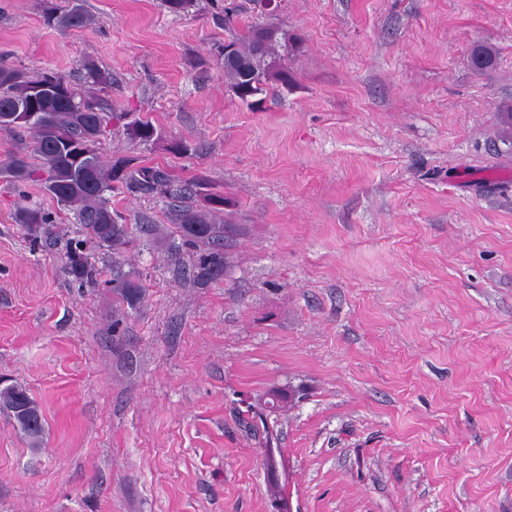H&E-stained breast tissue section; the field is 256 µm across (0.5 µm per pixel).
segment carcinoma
<instances>
[{
	"instance_id": "carcinoma-1",
	"label": "carcinoma",
	"mask_w": 512,
	"mask_h": 512,
	"mask_svg": "<svg viewBox=\"0 0 512 512\" xmlns=\"http://www.w3.org/2000/svg\"><path fill=\"white\" fill-rule=\"evenodd\" d=\"M88 17L82 0H71V6L57 13L44 16V22L60 29H78L86 24ZM277 28L271 25L251 26L247 32L219 46L222 56L225 81L232 93L247 107L260 103L257 96L266 92L271 81L288 86V64L276 50ZM230 56L224 57V50ZM473 64L478 69L493 66L492 49L484 46L474 48ZM87 77L100 86L103 92L112 88L109 75L96 66H84ZM50 80L64 86L66 94L44 97L31 109L33 90ZM35 111L32 121L26 113ZM0 128L18 132L31 130L35 133L31 151L38 160L34 165L27 156L15 154L0 164V178L18 187L16 209L13 220L25 224L29 229L40 228L50 235L51 217L36 207L25 204V191L21 186L28 181H40L46 193L57 206L76 211L79 224L90 238L108 248L112 254L123 253L132 243L129 225L123 223L122 213L112 207L109 193H158L171 197H182L198 193L207 188L203 180L181 185L175 181L168 169L159 165H132V160L119 157L109 166L100 160L97 144L112 119L107 111V102L101 98H86L71 83L68 76L45 69L32 75L22 68L0 62ZM130 121L125 124L127 135L142 144L158 136L154 124L129 112ZM172 221L177 225L182 244L191 247L205 246L197 260V277L203 272L224 267V230L222 224H214L207 214L190 206L175 210ZM65 269L80 283L96 277V269L84 252L83 241L69 247ZM112 282L121 299L133 306L141 301L143 285L139 275L125 272L120 264L113 268ZM0 410L9 414L28 439L32 447L41 444L45 433L44 419L39 404L20 384L0 388Z\"/></svg>"
}]
</instances>
